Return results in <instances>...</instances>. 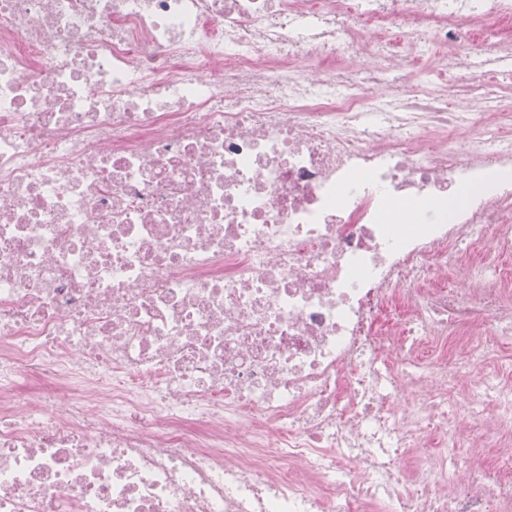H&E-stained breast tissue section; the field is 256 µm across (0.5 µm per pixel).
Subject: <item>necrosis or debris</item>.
I'll use <instances>...</instances> for the list:
<instances>
[{"label":"necrosis or debris","instance_id":"obj_1","mask_svg":"<svg viewBox=\"0 0 512 512\" xmlns=\"http://www.w3.org/2000/svg\"><path fill=\"white\" fill-rule=\"evenodd\" d=\"M511 99L512 0H0V512H512Z\"/></svg>","mask_w":512,"mask_h":512}]
</instances>
